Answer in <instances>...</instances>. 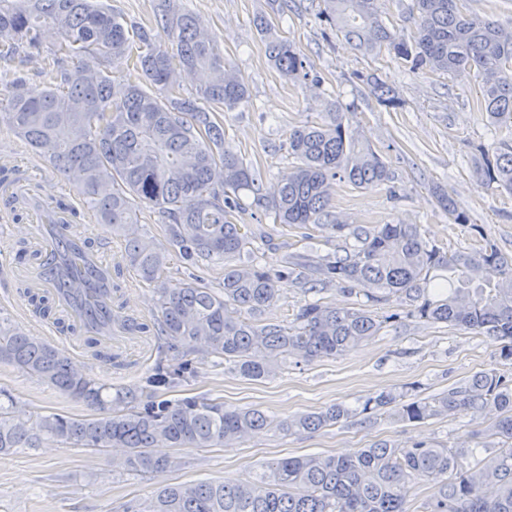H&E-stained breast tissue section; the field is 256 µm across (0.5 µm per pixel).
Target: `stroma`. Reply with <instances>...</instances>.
<instances>
[{
	"label": "stroma",
	"instance_id": "35a3bbf8",
	"mask_svg": "<svg viewBox=\"0 0 512 512\" xmlns=\"http://www.w3.org/2000/svg\"><path fill=\"white\" fill-rule=\"evenodd\" d=\"M183 5L200 17L225 60L249 86V103L218 113L217 119L224 125L225 145L242 155L265 190H272L295 164L288 153L289 130L337 101L352 106L354 136L374 148L394 175L390 186L357 189L338 184L333 204L340 218L362 225L418 224L432 244L449 254L478 250L489 240L512 259V194L489 187L472 171L481 147L491 138L487 115L476 107L480 92L473 76L451 79L429 71L412 75L388 52L362 55L319 18V0H302L281 12L270 0H183ZM259 14L313 62L317 81L286 78L272 67L266 43L253 26ZM374 75L396 89L399 108H385L370 95L366 80ZM1 148L10 150L13 167L37 183L47 199L70 196L69 185L49 163L3 124ZM437 186L448 191L470 223H454L437 206L432 196ZM241 198L244 208L237 221L255 230L252 248L268 264L290 255L325 256L344 245L342 238L312 224L299 228L276 223L267 202L251 191H242ZM39 234L28 213L0 220V241L7 247L0 253V326L32 330L30 304L14 272L31 260ZM119 283L112 291L113 317L151 323L150 286L126 269ZM40 336L65 351L76 368L115 389L142 385L162 345L154 331L113 328L111 338L100 341L112 353L107 364L84 345L71 344L50 330ZM501 346L492 336L404 316L347 355L289 360L261 380L241 378L220 359L193 351V376L164 390V398L257 407L277 420L333 405L346 407L352 415L291 436L271 426L232 448L159 447L156 455L175 458L176 464L145 476L123 469L116 450L104 454L50 442L0 453V512H142L165 485L245 483L253 480L261 463L282 457L340 455L379 440L400 448L416 442L455 447L471 432L485 430L488 419L458 413L420 423L384 415L367 422L359 411L369 397L383 391L409 400L438 394L481 370L511 375L512 364L501 359ZM0 389L15 397L16 413L29 419L51 413L83 418L93 413L85 403L4 363Z\"/></svg>",
	"mask_w": 512,
	"mask_h": 512
}]
</instances>
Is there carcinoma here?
Segmentation results:
<instances>
[{
  "label": "carcinoma",
  "mask_w": 512,
  "mask_h": 512,
  "mask_svg": "<svg viewBox=\"0 0 512 512\" xmlns=\"http://www.w3.org/2000/svg\"><path fill=\"white\" fill-rule=\"evenodd\" d=\"M322 2L324 21L363 53L386 50L411 74L468 73L479 81L478 106L506 135L481 151L473 171L512 193V29L473 14L467 0H411L416 31L399 38L379 11V0ZM47 24L62 32L63 42L45 51L40 31ZM254 25L278 72L310 76L309 59L265 18ZM44 52L53 67L42 82L18 75L0 82V122L53 164L97 221L112 226L123 240L122 261L152 286L158 328L171 353L158 363L151 384L171 388L194 371L179 351L185 339L198 341L247 379L269 376L280 358L342 356L399 318L372 310L392 301L408 307L412 318L499 338L500 358L512 362V262L495 244L446 254L425 241L417 224L353 226L333 214L337 183L369 188L393 180L381 155L354 137L351 110L338 104L289 132L297 164L269 200L278 223L315 224L344 238L345 247L310 264L282 260L273 268L251 257L241 263L256 235L235 222L239 192L259 195L264 187L243 157L224 146V126L215 112L239 107L250 94L199 17L179 0H160L152 29L130 25L94 0H0V61ZM125 55L137 76L113 97L107 65ZM188 74L206 77L189 94L183 85ZM367 84L380 104L400 105L391 86L374 77ZM435 200L455 223H471L447 193L436 191ZM144 208L158 214L185 262L224 260L220 287L198 278L169 286L167 254L138 233L137 211ZM309 268L321 275L312 290L334 286L366 303L336 307L316 300L296 314L294 327L264 322L280 298V284H306ZM55 274L80 301L111 286V276L77 265L67 253L55 260ZM437 278L448 288L429 291ZM231 306L246 317L226 318ZM0 362L99 411L90 418L51 414L24 420L12 413L14 399L0 392V452L39 448L45 441L99 452L121 448V466L152 473L173 464L151 453L160 443L230 448L269 422L257 408L229 409L194 397L168 400L154 389L112 394L75 369L62 350L22 331L0 328ZM461 412L494 415L488 431L472 434L462 447L486 448L491 438L496 455L471 466L463 453L446 446L394 448L379 442L341 456L267 462L253 483L170 485L143 512H409L403 490L416 481L433 483L430 512H512L511 377L479 371L431 397L402 402L380 393L361 410L368 421L387 413L408 422ZM347 415L349 410L334 406L290 416L279 427L297 434Z\"/></svg>",
  "instance_id": "cac0c4a2"
}]
</instances>
